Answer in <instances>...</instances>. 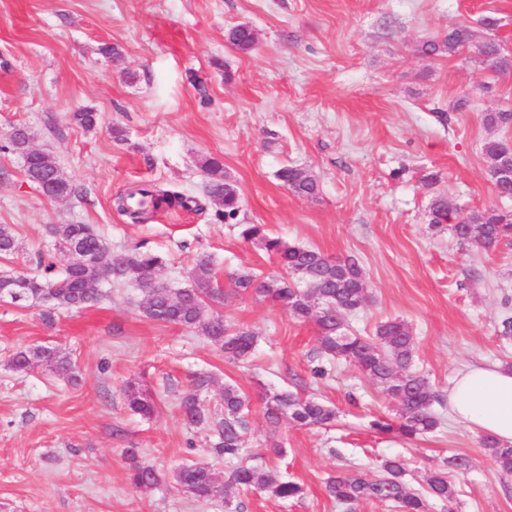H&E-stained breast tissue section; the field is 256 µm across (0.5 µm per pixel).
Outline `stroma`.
<instances>
[{
    "instance_id": "1",
    "label": "stroma",
    "mask_w": 512,
    "mask_h": 512,
    "mask_svg": "<svg viewBox=\"0 0 512 512\" xmlns=\"http://www.w3.org/2000/svg\"><path fill=\"white\" fill-rule=\"evenodd\" d=\"M487 15L498 18L495 30L481 26ZM239 24L255 32L250 52L226 40ZM457 24L512 49V0H0V224L17 240L0 272L37 274L42 255L64 269L70 257L51 228L89 224L113 249L140 243L162 255L158 276L177 287L201 252L223 280L241 270L274 276V261L239 236L240 225H267L286 241L359 259L368 299L345 314L346 326L370 335L385 320L407 322L414 369L435 392L440 420L415 442L377 433L371 420H394V401L349 362L325 363L314 322L250 296L223 307L227 321L258 334L244 364L226 361L204 336L144 317V294L131 282L104 284L97 305L55 310L49 324L42 307L2 301L0 512H395L372 499L338 503L326 483L341 472L374 477L396 456L406 487L421 492L453 455L471 465L449 474L452 504L431 501L429 512H512V476L499 475L480 433L448 412V388L464 365L512 363V339L500 335L512 313V245L479 251L429 223L436 195L512 213L482 151L487 139L512 141V128L482 121L512 112V75H494L473 50L416 51ZM106 44L114 55L101 54ZM84 109L97 113L94 129L72 121ZM18 126L54 155L74 194L51 200L29 181L7 149ZM209 158L239 190L235 221L210 208L163 209L140 224L117 212L115 197L140 183L203 198ZM285 165L306 168L318 195L282 186L276 172ZM36 345L69 355L78 385L42 366L9 368L13 353ZM321 364L326 376H313ZM200 370L217 377L201 395L206 407L221 403L228 384L252 398L255 464L301 484L302 497L229 487L224 499L202 501L173 482L172 470L195 460L211 461L222 481L229 471L209 433L187 428L179 413ZM133 378L154 395L152 417L125 404L121 388ZM274 390L332 406L333 427L285 418L269 429L259 401ZM274 442L282 455L267 452ZM130 448L161 474L153 490L131 485Z\"/></svg>"
}]
</instances>
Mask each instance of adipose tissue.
I'll return each mask as SVG.
<instances>
[{"label": "adipose tissue", "mask_w": 512, "mask_h": 512, "mask_svg": "<svg viewBox=\"0 0 512 512\" xmlns=\"http://www.w3.org/2000/svg\"><path fill=\"white\" fill-rule=\"evenodd\" d=\"M448 408L465 426L512 444V366H465L448 389Z\"/></svg>", "instance_id": "ef3b65f1"}]
</instances>
